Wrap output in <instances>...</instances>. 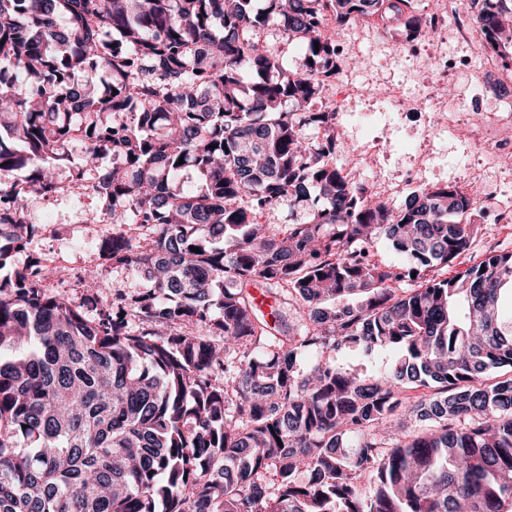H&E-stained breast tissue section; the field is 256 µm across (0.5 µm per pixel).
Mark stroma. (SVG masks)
<instances>
[{
  "mask_svg": "<svg viewBox=\"0 0 512 512\" xmlns=\"http://www.w3.org/2000/svg\"><path fill=\"white\" fill-rule=\"evenodd\" d=\"M340 33L351 52L336 60L338 82L353 93L344 97L332 88L322 98L336 110L337 160L357 158L367 185L382 180L401 185L405 198L429 187L463 185L468 168L481 159L479 149L465 133L448 135L445 120L437 114L418 117L390 107L384 90L399 88L411 100L425 101L441 86L436 61L444 54L470 58L471 43L452 39L444 45L422 36V59L417 62L408 54L407 32L399 21H380L373 27L349 24ZM96 207V199L84 189L29 198L28 220L37 231L28 250L15 254L14 266L35 258L55 261L58 275L49 282V292L82 297L80 278L85 269L104 266V242L112 235L111 225L92 223ZM472 222L468 260L492 249L512 250V229L486 223L480 211Z\"/></svg>",
  "mask_w": 512,
  "mask_h": 512,
  "instance_id": "stroma-1",
  "label": "stroma"
}]
</instances>
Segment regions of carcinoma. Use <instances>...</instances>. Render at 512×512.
Masks as SVG:
<instances>
[{
  "label": "carcinoma",
  "instance_id": "obj_1",
  "mask_svg": "<svg viewBox=\"0 0 512 512\" xmlns=\"http://www.w3.org/2000/svg\"><path fill=\"white\" fill-rule=\"evenodd\" d=\"M287 2L0 0V512H512V251L438 277L479 192L373 197L316 106L329 24L418 34L415 0ZM472 4L512 50V0ZM76 139L112 155L89 189L141 292L69 299L11 265L26 198L63 164L85 181ZM381 237L399 264L371 260ZM350 348L397 359L360 374Z\"/></svg>",
  "mask_w": 512,
  "mask_h": 512
}]
</instances>
